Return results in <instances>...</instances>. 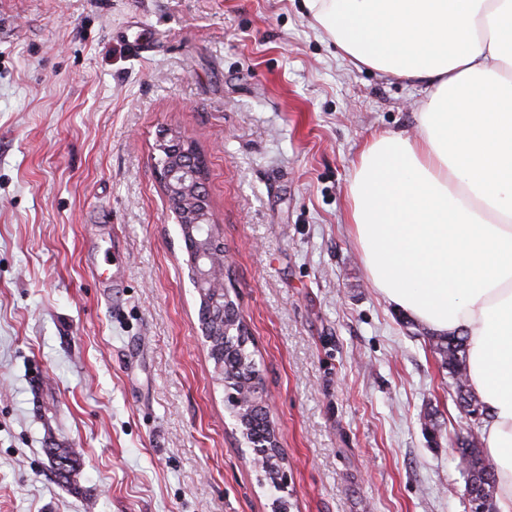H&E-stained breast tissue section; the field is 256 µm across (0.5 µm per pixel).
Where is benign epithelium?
<instances>
[{
  "label": "benign epithelium",
  "mask_w": 512,
  "mask_h": 512,
  "mask_svg": "<svg viewBox=\"0 0 512 512\" xmlns=\"http://www.w3.org/2000/svg\"><path fill=\"white\" fill-rule=\"evenodd\" d=\"M185 138L176 131H167L160 138L157 149L164 151L167 145H176L177 154L165 158L159 175L169 204L177 209L174 213L180 224L211 223L210 201L205 189L204 176L194 166L193 155L183 149ZM216 234L210 233L197 252L189 256L190 267L195 271L193 279L200 298L212 311L208 323L202 325L203 336L212 341L214 336L231 340V331L224 328V253L215 251L212 242ZM232 405L240 410L237 418L247 422L252 411L268 412L265 406V390L260 385L243 388L234 394Z\"/></svg>",
  "instance_id": "1"
}]
</instances>
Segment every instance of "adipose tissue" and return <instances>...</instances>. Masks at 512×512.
<instances>
[{"instance_id": "ef3b65f1", "label": "adipose tissue", "mask_w": 512, "mask_h": 512, "mask_svg": "<svg viewBox=\"0 0 512 512\" xmlns=\"http://www.w3.org/2000/svg\"><path fill=\"white\" fill-rule=\"evenodd\" d=\"M356 64L424 86L419 134L362 151L348 221L374 288L468 338L497 512H512V0H303Z\"/></svg>"}]
</instances>
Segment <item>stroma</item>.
I'll return each mask as SVG.
<instances>
[{"instance_id": "35a3bbf8", "label": "stroma", "mask_w": 512, "mask_h": 512, "mask_svg": "<svg viewBox=\"0 0 512 512\" xmlns=\"http://www.w3.org/2000/svg\"><path fill=\"white\" fill-rule=\"evenodd\" d=\"M422 98L302 0H0V512H272L211 379L167 128L206 162L288 512H469L434 332L348 223L361 151Z\"/></svg>"}]
</instances>
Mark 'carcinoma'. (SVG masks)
I'll return each mask as SVG.
<instances>
[{
    "label": "carcinoma",
    "instance_id": "1",
    "mask_svg": "<svg viewBox=\"0 0 512 512\" xmlns=\"http://www.w3.org/2000/svg\"><path fill=\"white\" fill-rule=\"evenodd\" d=\"M224 317L234 326L235 334L229 345L217 340L209 344V357L213 366H221L224 374L219 379L224 382V390L235 392L237 388L251 381V376L258 374L251 350L253 341L248 328L236 321L231 310L224 311ZM435 351L440 355L442 364L448 369L450 387L460 409L474 407L482 409L481 402L472 394L468 385V344L465 336H444L434 343ZM243 438L248 445L254 444V439H260L269 447L271 456L285 460L284 453L273 442L276 427L267 417L257 412L251 416L245 427ZM457 448L462 458V473L465 482L486 483L489 495L495 494V475L492 464L486 459L480 442L474 433L457 439ZM46 454L52 464L57 466L59 474L69 473L70 457L65 448H48Z\"/></svg>",
    "mask_w": 512,
    "mask_h": 512
}]
</instances>
